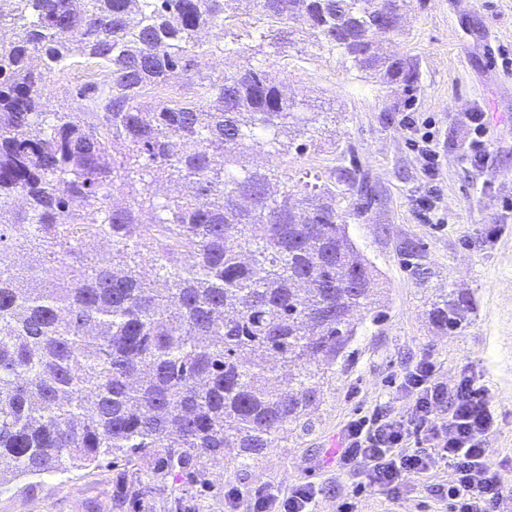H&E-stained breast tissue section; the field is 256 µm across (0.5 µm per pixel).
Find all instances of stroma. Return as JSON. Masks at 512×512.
Masks as SVG:
<instances>
[{"instance_id":"35a3bbf8","label":"stroma","mask_w":512,"mask_h":512,"mask_svg":"<svg viewBox=\"0 0 512 512\" xmlns=\"http://www.w3.org/2000/svg\"><path fill=\"white\" fill-rule=\"evenodd\" d=\"M229 8L240 25L203 37L228 51L199 57L200 69L218 74L253 66L314 111L336 115L305 149L286 147L281 170L352 169L378 191L374 198L350 195L347 230L378 275L380 316L355 312L357 332L326 373L317 405L249 465L207 458L167 468L154 453L120 464L105 456L0 487V512H224L229 488L248 498L298 482L322 488L316 512H336L344 493L353 495L357 512H445L448 464L405 481L395 500L334 464L348 420L377 405L391 412L408 407L394 383L426 355L445 383L465 372L481 380L495 417L489 462L512 482V69L503 65L512 59V0H403L399 39H377L376 47L417 63L418 79L407 90L352 68L340 52L311 39L283 48L249 37L244 23L253 6L231 0ZM409 112L429 117L434 127L436 178L425 175L408 147L401 119ZM472 112L488 115L480 163L468 151ZM434 189L448 208L438 225L427 223L418 206ZM409 243L419 250L418 264L404 258ZM451 289L470 295L473 306L462 328L446 334L428 311L435 295Z\"/></svg>"}]
</instances>
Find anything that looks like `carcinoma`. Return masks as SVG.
<instances>
[{
	"instance_id": "carcinoma-1",
	"label": "carcinoma",
	"mask_w": 512,
	"mask_h": 512,
	"mask_svg": "<svg viewBox=\"0 0 512 512\" xmlns=\"http://www.w3.org/2000/svg\"><path fill=\"white\" fill-rule=\"evenodd\" d=\"M228 2L0 0V487L152 448L168 467L255 460L316 405L352 310L375 304L336 190L363 192L355 172L298 198L278 166L241 162L330 116L252 66L197 69L200 33L237 18ZM384 2L253 0L254 31L305 33L409 87L416 66L374 50L400 35L371 31ZM77 57L108 80L61 84L79 107L59 110L47 82ZM169 84L180 99L156 101ZM471 302L443 294L431 319L454 332Z\"/></svg>"
}]
</instances>
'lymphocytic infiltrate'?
Listing matches in <instances>:
<instances>
[{"label": "lymphocytic infiltrate", "instance_id": "1", "mask_svg": "<svg viewBox=\"0 0 512 512\" xmlns=\"http://www.w3.org/2000/svg\"><path fill=\"white\" fill-rule=\"evenodd\" d=\"M436 371L433 359L424 357L403 372L400 387L410 396L406 412L376 408L349 420L336 464L362 474L370 489L394 495L404 479L426 475L445 462L454 471L448 488L453 512H499L512 502V484L488 462L487 439L495 419L485 392L470 375L450 385ZM320 493L310 483L285 493L267 488L245 505L231 489L224 493V512H313Z\"/></svg>", "mask_w": 512, "mask_h": 512}]
</instances>
